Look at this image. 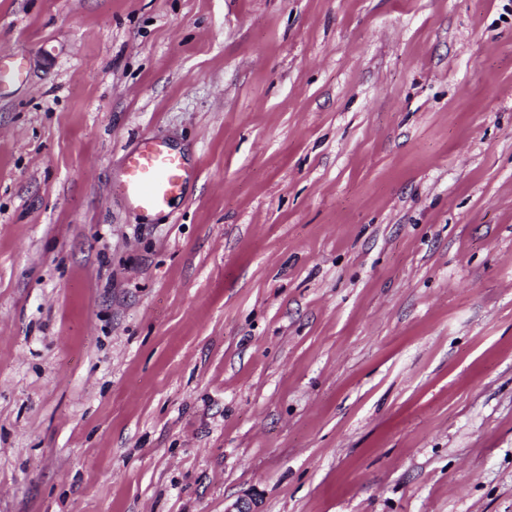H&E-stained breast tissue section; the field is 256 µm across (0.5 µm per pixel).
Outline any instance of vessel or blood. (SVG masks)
Wrapping results in <instances>:
<instances>
[{
  "label": "vessel or blood",
  "mask_w": 512,
  "mask_h": 512,
  "mask_svg": "<svg viewBox=\"0 0 512 512\" xmlns=\"http://www.w3.org/2000/svg\"><path fill=\"white\" fill-rule=\"evenodd\" d=\"M23 75L22 58L0 55V93L21 82ZM197 175V169L190 167L184 155L167 141L145 136L126 154L118 189L126 207L138 215L141 223L155 224L172 216L174 202Z\"/></svg>",
  "instance_id": "b4317fda"
}]
</instances>
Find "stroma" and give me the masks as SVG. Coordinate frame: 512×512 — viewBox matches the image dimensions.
<instances>
[{"label":"stroma","mask_w":512,"mask_h":512,"mask_svg":"<svg viewBox=\"0 0 512 512\" xmlns=\"http://www.w3.org/2000/svg\"><path fill=\"white\" fill-rule=\"evenodd\" d=\"M2 51L0 512H512V0H0ZM24 75L23 58L15 54L0 55V94L22 81ZM198 175L184 155L167 141L142 137L126 154L118 175V189L125 206L134 211L142 224H158L173 214L174 202Z\"/></svg>","instance_id":"stroma-1"}]
</instances>
